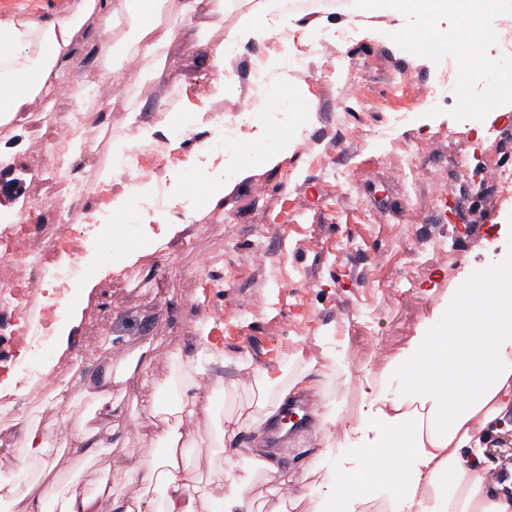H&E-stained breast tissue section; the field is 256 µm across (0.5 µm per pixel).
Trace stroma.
I'll use <instances>...</instances> for the list:
<instances>
[{
    "mask_svg": "<svg viewBox=\"0 0 512 512\" xmlns=\"http://www.w3.org/2000/svg\"><path fill=\"white\" fill-rule=\"evenodd\" d=\"M72 0H0L1 17H25L39 22L68 14ZM288 16L322 18L327 28L350 34L343 44L316 43L315 32L292 29L297 44L312 43L300 69L289 71L280 94L302 100L314 110L312 122L301 128L306 151H295L278 166L255 164L252 175L232 182L218 203L207 198L206 179L213 169L190 162L197 145L211 140L214 124L227 128L230 143L248 145L252 122L269 123L273 131L297 125L293 110L273 103L256 112L251 122L235 121L225 107L252 85L253 62L287 52V43L269 38L243 48L230 69L232 82L223 95L208 96L204 88L216 78L213 63L192 67L197 50L193 41L178 39L144 63L143 77L133 78L119 118H107L86 130L87 150L73 161L86 183L87 194L78 221L91 224L111 211L113 198L127 194L125 181L98 182V169L108 162V140L120 137L125 119L153 125L156 139L166 141L173 155L163 167L145 164L142 182H178L182 196L170 202L166 218L187 221L163 247H149L145 229L161 233L162 225L144 226L142 211L131 224L112 226L115 242L129 244L139 257L106 261L101 249L85 247L78 254L87 275L108 267L109 273L92 290L74 284L64 298L48 293L59 304L60 317L49 331L55 344L43 362L67 363L64 382L70 397L83 410H92V378L127 366L136 350L150 344L146 371H135L113 385L121 411L111 427L122 442L113 448L93 449L91 457L63 448L57 418L47 393L23 390L20 378L0 376V391L12 390L23 414L38 419L58 468L44 472L31 465L39 489L60 481L83 490L93 489L102 475L122 486L121 467L126 453L152 457L162 447L152 431L125 438L132 415L140 410L142 378L153 380L159 391H170L179 373L178 355H190L198 369L213 378L211 416L201 418L197 431L207 435L226 409L224 384L245 371L291 368L299 356L317 353L318 336L333 333L348 344L347 360L353 378L332 384L327 391L355 413L365 377L378 376L387 362L405 346L420 322L432 314L434 300L500 255L512 252V193L501 194L492 173H512V111L499 115L483 129L471 128L468 111H481L489 88L497 86L501 70L512 69V52L496 39L502 22L512 20V0H500L497 11L478 18L486 34L478 40L486 64L468 87L470 108H461L455 87L446 83L440 60L410 41L417 32L414 16L361 15L354 0H311ZM400 29L395 43L388 27ZM92 25L77 36L74 55L52 112L104 111L98 98L75 99L73 93L94 72L104 79L113 74L99 58ZM362 81L363 100L344 104L345 73ZM410 75L402 95L390 94L392 78ZM205 113L209 127L197 122ZM187 125L182 138L170 137L172 119ZM298 126V125H297ZM49 134L30 123L0 126V180L14 182L16 203L34 207L35 184L42 173L35 166L37 149L48 148ZM429 144L437 155H421L425 170H443L449 182L443 197H435L428 182L407 196L400 175L412 150ZM468 157L470 171L457 170L459 157ZM357 183L353 195L343 194L341 176ZM422 288L435 298H420ZM81 322L76 336L60 333L70 312ZM103 339L107 348L86 353L91 339ZM67 344L58 354V344Z\"/></svg>",
    "mask_w": 512,
    "mask_h": 512,
    "instance_id": "1",
    "label": "stroma"
}]
</instances>
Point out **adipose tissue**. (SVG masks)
Masks as SVG:
<instances>
[{"label": "adipose tissue", "mask_w": 512, "mask_h": 512, "mask_svg": "<svg viewBox=\"0 0 512 512\" xmlns=\"http://www.w3.org/2000/svg\"><path fill=\"white\" fill-rule=\"evenodd\" d=\"M163 0H125L124 12L107 9L106 0H76L62 20L37 23L0 19V126L29 113L35 100L51 101L75 37L87 21L99 33L97 53L110 70H120L130 55L152 57L176 37H188L200 17L224 28L223 39L202 43V56L231 64L239 49L269 38L287 25L286 15L259 6L255 18L224 26V0H183L178 23L163 26ZM361 10L395 17L414 14L428 28L447 0H358ZM436 304L432 319L382 371L365 383L355 419L343 406L323 398L321 449L308 469H283L264 449H240L243 428L272 417L290 387L349 380L346 351L336 336L317 340L318 356L285 378L283 371L259 369L228 386L244 392L235 412L225 415L214 442L220 459L207 474L182 466L187 448L197 447L193 426L211 412L202 377L190 378L174 403L157 392L142 394V413L166 448L150 464L133 461L128 480L116 490L101 482L92 495L36 491L33 484L0 482V502L10 512H263L280 488L276 512H512V490L486 481L493 466L484 441L499 432L512 414V256H505L452 289ZM406 445L398 492L380 498L382 474L373 454Z\"/></svg>", "instance_id": "1"}]
</instances>
